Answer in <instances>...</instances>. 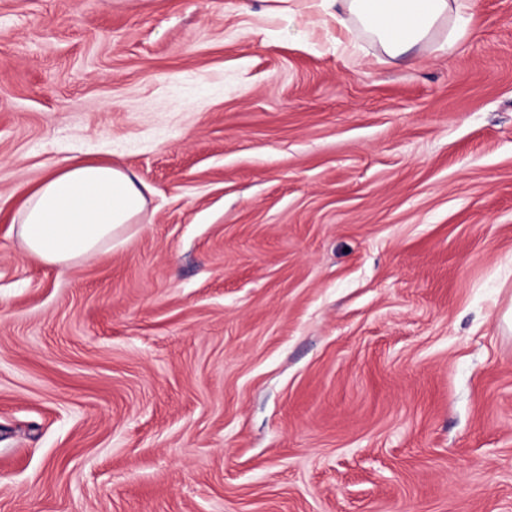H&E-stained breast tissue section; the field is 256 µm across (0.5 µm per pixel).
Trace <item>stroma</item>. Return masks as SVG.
<instances>
[{"mask_svg":"<svg viewBox=\"0 0 512 512\" xmlns=\"http://www.w3.org/2000/svg\"><path fill=\"white\" fill-rule=\"evenodd\" d=\"M271 0H0V512H512V0L392 58ZM151 189L24 259L66 160ZM149 187L113 167L71 161L35 185L14 224L26 258L67 264L112 247L142 213Z\"/></svg>","mask_w":512,"mask_h":512,"instance_id":"35a3bbf8","label":"stroma"}]
</instances>
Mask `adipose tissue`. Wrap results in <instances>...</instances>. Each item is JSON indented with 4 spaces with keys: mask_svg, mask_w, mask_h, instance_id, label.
<instances>
[{
    "mask_svg": "<svg viewBox=\"0 0 512 512\" xmlns=\"http://www.w3.org/2000/svg\"><path fill=\"white\" fill-rule=\"evenodd\" d=\"M478 0H310L338 28L356 22L384 51L400 56L437 42L452 49ZM148 186L112 164L69 162L35 185L17 213L16 234L26 258L67 264L108 251L142 213Z\"/></svg>",
    "mask_w": 512,
    "mask_h": 512,
    "instance_id": "ef3b65f1",
    "label": "adipose tissue"
}]
</instances>
